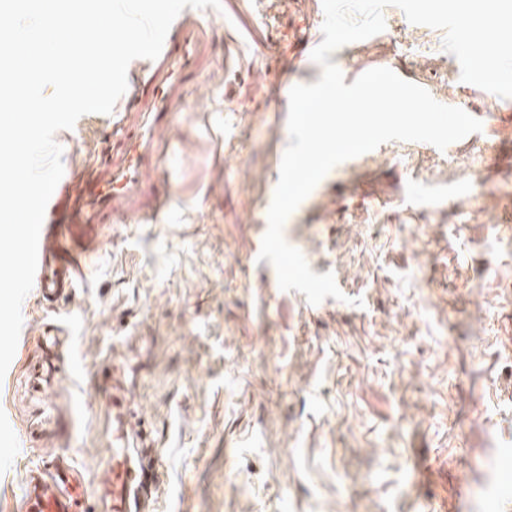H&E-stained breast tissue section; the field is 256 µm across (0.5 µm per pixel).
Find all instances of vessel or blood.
<instances>
[{"mask_svg": "<svg viewBox=\"0 0 512 512\" xmlns=\"http://www.w3.org/2000/svg\"><path fill=\"white\" fill-rule=\"evenodd\" d=\"M212 44V32L192 12L172 23L160 56L137 80L123 119L113 125L97 174L72 186L61 178L45 210L39 237L34 286L42 301L71 297L82 262L76 241L91 240L106 224L123 217L146 219L167 202L153 173L160 161L158 134L169 127L185 101L189 82L201 70ZM121 390L112 393L108 417L110 459L96 490L89 492L73 467H59L50 478L26 481L22 512H74L77 505L97 502L106 512H140L143 486L141 431L129 424Z\"/></svg>", "mask_w": 512, "mask_h": 512, "instance_id": "obj_1", "label": "vessel or blood"}]
</instances>
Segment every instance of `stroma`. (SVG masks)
I'll use <instances>...</instances> for the list:
<instances>
[{
    "label": "stroma",
    "mask_w": 512,
    "mask_h": 512,
    "mask_svg": "<svg viewBox=\"0 0 512 512\" xmlns=\"http://www.w3.org/2000/svg\"><path fill=\"white\" fill-rule=\"evenodd\" d=\"M200 16L212 54L161 136L165 211L106 225L71 300L22 303L0 512L59 461L98 483L113 362L155 444L153 512H512V98L462 82L443 31L395 6L329 55L346 83L394 70L482 129L325 175L283 229L344 295L313 305L258 254L289 91L321 77L322 0ZM111 130L88 113L58 131L65 173Z\"/></svg>",
    "instance_id": "obj_1"
}]
</instances>
